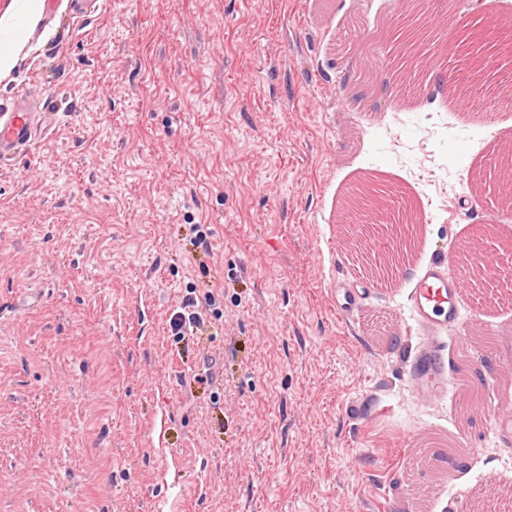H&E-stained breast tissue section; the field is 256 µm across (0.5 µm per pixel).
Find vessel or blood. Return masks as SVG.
<instances>
[{
    "instance_id": "b4317fda",
    "label": "vessel or blood",
    "mask_w": 512,
    "mask_h": 512,
    "mask_svg": "<svg viewBox=\"0 0 512 512\" xmlns=\"http://www.w3.org/2000/svg\"><path fill=\"white\" fill-rule=\"evenodd\" d=\"M50 114L44 106L21 96L0 110V159L14 156L38 132L48 126ZM460 252H445L424 261L407 301L415 315L422 348L406 372L409 390L419 399L436 404L446 395L448 386V347L444 334L460 320L457 290L461 278L451 275L452 262L461 260Z\"/></svg>"
}]
</instances>
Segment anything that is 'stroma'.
Masks as SVG:
<instances>
[{"label": "stroma", "mask_w": 512, "mask_h": 512, "mask_svg": "<svg viewBox=\"0 0 512 512\" xmlns=\"http://www.w3.org/2000/svg\"><path fill=\"white\" fill-rule=\"evenodd\" d=\"M380 2L63 0L29 21L0 0V43L23 44L0 105L24 91L56 115L0 160V512L512 507V446L490 425L512 413L495 164L512 95L477 75L453 102L347 98L327 62L387 66L397 12ZM446 2L433 26L452 64L476 17ZM367 177L419 203L420 260L496 228L494 276L462 289L446 333L449 361L492 358L470 422L473 378L449 373L435 406L406 386L415 264L385 281L345 247L341 205ZM343 281L366 292L342 316ZM192 288L222 317L179 341L168 320ZM436 440L479 454L451 473Z\"/></svg>", "instance_id": "obj_1"}]
</instances>
